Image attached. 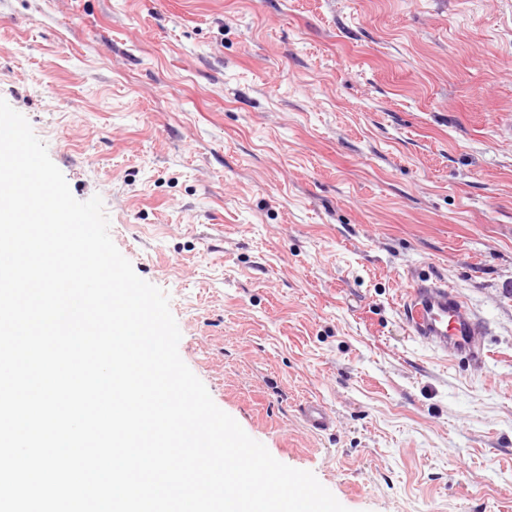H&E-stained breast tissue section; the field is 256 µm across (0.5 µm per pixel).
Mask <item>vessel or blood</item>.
Instances as JSON below:
<instances>
[{"instance_id": "1", "label": "vessel or blood", "mask_w": 512, "mask_h": 512, "mask_svg": "<svg viewBox=\"0 0 512 512\" xmlns=\"http://www.w3.org/2000/svg\"><path fill=\"white\" fill-rule=\"evenodd\" d=\"M401 312L409 333L435 352L448 358L463 356L483 362L482 327L465 300L446 283L427 278L411 281ZM304 415L317 430L329 429L336 423L332 412L315 401L307 403Z\"/></svg>"}]
</instances>
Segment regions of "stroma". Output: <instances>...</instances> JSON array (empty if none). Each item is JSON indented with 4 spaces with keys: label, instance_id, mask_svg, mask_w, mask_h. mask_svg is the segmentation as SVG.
<instances>
[{
    "label": "stroma",
    "instance_id": "obj_1",
    "mask_svg": "<svg viewBox=\"0 0 512 512\" xmlns=\"http://www.w3.org/2000/svg\"><path fill=\"white\" fill-rule=\"evenodd\" d=\"M0 98L275 459L348 512H512V0H0ZM419 276L484 363L409 335ZM304 415L309 425L317 430H327L336 424L332 412L319 402L309 401L304 407Z\"/></svg>",
    "mask_w": 512,
    "mask_h": 512
}]
</instances>
